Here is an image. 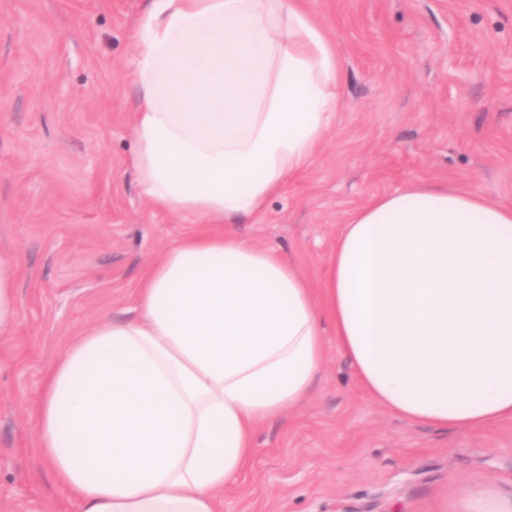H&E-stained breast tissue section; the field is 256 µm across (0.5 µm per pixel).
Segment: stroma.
Returning <instances> with one entry per match:
<instances>
[{"label": "stroma", "mask_w": 512, "mask_h": 512, "mask_svg": "<svg viewBox=\"0 0 512 512\" xmlns=\"http://www.w3.org/2000/svg\"><path fill=\"white\" fill-rule=\"evenodd\" d=\"M344 64L323 152L240 234L321 281L374 196L459 182L512 207V0H306ZM146 0H0V252L19 317L0 337V512H76L34 446L48 368L87 325L136 317L145 266L192 232L129 164ZM512 497V422L441 430L362 389L336 345L297 411L265 424L216 512H460ZM512 499L501 498L491 489H485L468 496L461 512H511Z\"/></svg>", "instance_id": "stroma-1"}]
</instances>
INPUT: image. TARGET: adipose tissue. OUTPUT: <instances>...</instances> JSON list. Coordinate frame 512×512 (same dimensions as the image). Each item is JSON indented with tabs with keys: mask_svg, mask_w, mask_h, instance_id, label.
Here are the masks:
<instances>
[{
	"mask_svg": "<svg viewBox=\"0 0 512 512\" xmlns=\"http://www.w3.org/2000/svg\"><path fill=\"white\" fill-rule=\"evenodd\" d=\"M130 164L196 225L148 264L140 315L100 320L51 367L34 440L80 512H216L257 430L300 408L335 336L414 423L512 421V207L446 183L373 197L319 287L231 230L319 155L340 54L303 0H147Z\"/></svg>",
	"mask_w": 512,
	"mask_h": 512,
	"instance_id": "1",
	"label": "adipose tissue"
}]
</instances>
